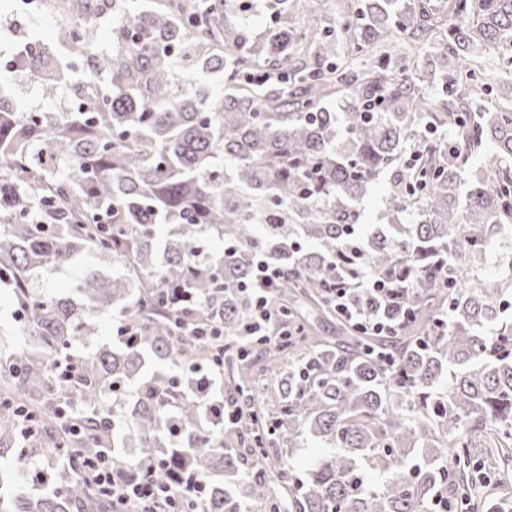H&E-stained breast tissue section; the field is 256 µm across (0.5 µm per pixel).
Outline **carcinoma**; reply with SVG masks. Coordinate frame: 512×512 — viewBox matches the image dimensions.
<instances>
[{"label":"carcinoma","instance_id":"cac0c4a2","mask_svg":"<svg viewBox=\"0 0 512 512\" xmlns=\"http://www.w3.org/2000/svg\"><path fill=\"white\" fill-rule=\"evenodd\" d=\"M60 2L57 45L35 35L11 55L42 73L43 97L68 92L69 111L22 107L0 68V285L39 340L0 356V457L52 448L67 464L39 493L0 478V512H111L78 476L102 450L132 474L153 459L164 481L207 478L202 512H430L468 484L474 437L508 458L512 277L478 271L512 234V105L474 63L491 50L512 78V0H349L323 28L299 23L320 0H273L279 21L259 42L230 0ZM108 14L100 49L90 37ZM339 85L336 112L324 98ZM383 174L387 223L366 226L360 203ZM405 210L420 222L395 223ZM81 255L77 300L35 286ZM258 257L284 270L272 300L300 330L261 344L273 366L297 359L262 392L251 352L230 345ZM368 272L398 298L359 289ZM332 277L366 314L395 317L394 333L318 336L297 298L335 312ZM101 312L124 315L134 339L78 352ZM203 323L224 328L223 396L238 413L226 436L193 394L216 344L183 329ZM70 356L63 378L55 363ZM121 387L135 398L113 419ZM17 406L40 425L23 446ZM285 440L321 444L297 486L294 465L269 459Z\"/></svg>","mask_w":512,"mask_h":512}]
</instances>
